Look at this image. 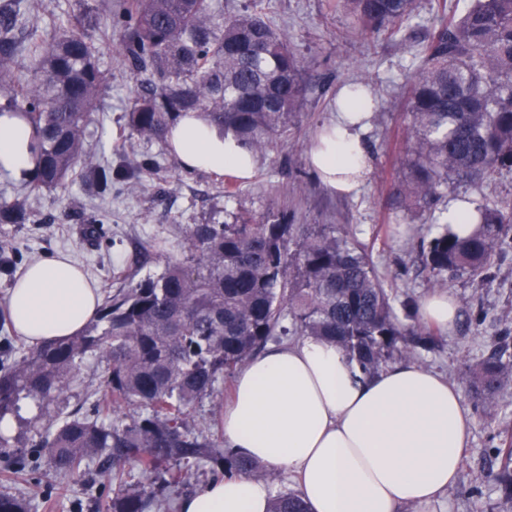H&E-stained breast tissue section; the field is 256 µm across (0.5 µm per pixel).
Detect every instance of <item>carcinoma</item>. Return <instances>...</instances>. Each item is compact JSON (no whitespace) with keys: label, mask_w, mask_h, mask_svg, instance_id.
<instances>
[{"label":"carcinoma","mask_w":512,"mask_h":512,"mask_svg":"<svg viewBox=\"0 0 512 512\" xmlns=\"http://www.w3.org/2000/svg\"><path fill=\"white\" fill-rule=\"evenodd\" d=\"M75 23L38 34L31 0H0V113L23 118L35 133L38 170L32 191L64 188L78 177L100 192L139 167L93 161L88 126L103 111L107 74L92 34L104 38L112 19L123 28L129 66L151 78L132 98L126 125L133 138L164 141L175 120L203 112L253 153L287 134L302 112L306 65L288 33L262 3L225 14L216 0H77ZM354 30L384 32L402 43L420 16L417 0H334ZM420 64L407 81L410 152L393 206L406 218L429 219L445 196L497 170H512V0H435L432 27L419 41ZM33 53L32 72H17ZM478 229L466 238L443 227L422 247L431 273L485 278L512 249V205L484 195L474 205ZM25 202L0 200V224H23ZM192 260L166 257L163 271L107 297L80 334L24 354L0 367V418L22 399L46 423L36 452L59 476L80 477L97 463L112 484L102 512H149L162 505L154 488L189 485L202 463L225 477L274 476L235 448H223L224 382L270 343L297 337L336 344L363 380L391 361H407L434 343L437 330L400 320L365 248L342 227L318 230L288 223L281 212L255 221L247 212L230 224H194L185 231ZM105 368L92 414L49 406L79 379L83 359ZM458 380L486 416L512 386V344L499 346ZM209 398L216 410L210 438L193 425ZM125 405L134 418L118 415ZM489 478L512 503V448L495 449ZM0 458L27 469L25 453L0 437ZM144 482L131 484L125 464ZM0 512H29L26 499L0 493ZM267 512H308L295 490L274 496Z\"/></svg>","instance_id":"carcinoma-1"}]
</instances>
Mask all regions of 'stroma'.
<instances>
[{
	"label": "stroma",
	"instance_id": "stroma-1",
	"mask_svg": "<svg viewBox=\"0 0 512 512\" xmlns=\"http://www.w3.org/2000/svg\"><path fill=\"white\" fill-rule=\"evenodd\" d=\"M275 25L287 31L294 50L309 62L306 101L288 136L259 154L252 178L182 169L164 144L132 139L125 114L136 78L120 55V34L101 45L100 64L108 73L105 110L90 127L89 141L105 161H157L154 172L112 186L98 195L75 181L66 188L33 195L28 185L0 176V198L26 199L29 219L0 224V240L13 249L16 268L0 270V364L14 363L26 343L6 320L9 288L32 260L70 253L98 281L101 295L161 273L166 256L189 258L183 231L193 224L231 221L240 209L256 216L294 211L303 225L348 226L372 252L377 272L396 301H421L436 290L449 292L459 309L452 332L441 333L437 347L422 352L419 365L454 377L476 365L512 328V251L498 261L488 279L469 275L439 277L424 268L420 242L437 232L433 224L398 225L390 193L403 171L409 144L405 92L412 56L375 32L352 33V21L330 0H265ZM349 82L364 83L375 96L365 139L371 172L359 195L342 196L323 186L309 167L308 154L317 130L335 116L336 93ZM96 229L93 240L82 235ZM472 428L457 484L444 506L447 512H505L498 490L486 475L496 466L493 450L512 437V387L499 398L495 415L484 416L465 398ZM0 492L25 495L30 512H94L112 492L102 480L64 478L39 466L20 480L0 460Z\"/></svg>",
	"mask_w": 512,
	"mask_h": 512
}]
</instances>
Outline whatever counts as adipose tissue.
<instances>
[{"label": "adipose tissue", "mask_w": 512, "mask_h": 512, "mask_svg": "<svg viewBox=\"0 0 512 512\" xmlns=\"http://www.w3.org/2000/svg\"><path fill=\"white\" fill-rule=\"evenodd\" d=\"M373 110L363 88L345 87L335 118L309 160L318 178L347 195L369 172L363 132ZM30 125L0 114V174L33 179ZM168 149L188 171L249 178L254 154L200 113L180 116ZM13 328L41 347L79 333L101 307L99 288L63 253L30 262L10 288ZM472 419L456 384L403 361L363 381L346 357L322 340L269 346L235 379L224 408V442L264 466L290 472L310 512H429L453 487ZM269 485L246 476L208 482L178 512H267Z\"/></svg>", "instance_id": "obj_1"}]
</instances>
